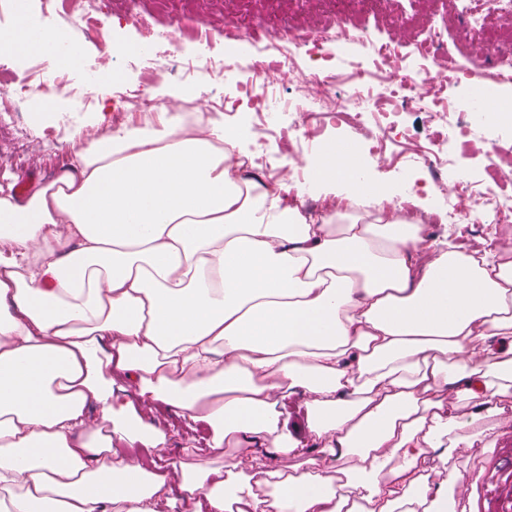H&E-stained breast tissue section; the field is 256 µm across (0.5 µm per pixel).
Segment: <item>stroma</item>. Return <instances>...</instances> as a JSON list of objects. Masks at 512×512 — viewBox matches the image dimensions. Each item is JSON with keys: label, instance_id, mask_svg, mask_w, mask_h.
I'll list each match as a JSON object with an SVG mask.
<instances>
[{"label": "stroma", "instance_id": "35a3bbf8", "mask_svg": "<svg viewBox=\"0 0 512 512\" xmlns=\"http://www.w3.org/2000/svg\"><path fill=\"white\" fill-rule=\"evenodd\" d=\"M83 0H0V31L16 28L19 14H26L37 28H51L66 34L77 44L80 53L78 66L67 65L53 53H32L24 56L21 67L0 78V85L12 87L25 80L32 87L22 101L11 97L0 99V109L18 112L23 126L36 134L45 135V151L27 160L16 158L12 134L0 131V187L18 191L20 185L47 182L54 172L66 164L70 155L79 149V142L70 138L73 129L90 122L100 105L120 107V92L125 89L155 90L173 88L201 102L206 108L218 109L224 99L239 96L238 84L251 79V66L265 57L264 46L257 42L255 31L261 27H307L312 22H331L343 19L353 39L331 49L329 70L337 76L338 89H346L347 80L356 71H371L372 93H380L382 80L373 73V60L367 48L356 42L361 31H369L381 39H389L403 23L428 21L446 30V49L462 64H469L475 43L499 39L493 20H486L472 36L464 34V17L459 0H322L319 17H311L306 0H107L103 11L83 18ZM141 12L148 28L131 24L130 11ZM234 17L252 27L250 33L237 41H225L221 31L198 32L199 19ZM176 30L178 47L154 40L155 32ZM119 45L117 54L118 80L97 81L100 62L110 45ZM221 58L241 64L235 79L224 80L210 67L211 60ZM54 85L51 99L38 92L39 84ZM258 118L253 109L240 105L225 114L226 126L235 128L251 153L262 156L260 171L273 173L292 166L295 154L275 137L258 144L254 125ZM399 123L406 129L405 137L389 144L392 154L389 167L377 168L368 154L359 158V180L381 190L385 200L397 197L408 199L420 210L436 209L430 176L417 161L420 148L429 146L435 125L425 115L404 112ZM360 136L345 123L327 124L318 128L313 140L304 142L307 165L305 188L301 195L304 206L322 200V187L315 171L320 163L317 150L321 145L356 146ZM512 148V123L488 120L469 125L465 138L444 146L451 159L452 174L478 184L493 195L512 194L511 184L496 183L490 174L496 151ZM129 400L142 412L146 421L165 432L168 459L191 463L206 460L210 467L221 468L231 461L235 448L226 446L219 451L200 453L193 439L196 425L178 412L162 404L142 401L136 393ZM487 404L477 402L465 406V413H483L477 424L482 434L473 444H461L451 459L473 485L480 501L488 505L487 512H512V431L503 432L496 417L487 413Z\"/></svg>", "mask_w": 512, "mask_h": 512}]
</instances>
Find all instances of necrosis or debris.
Returning <instances> with one entry per match:
<instances>
[{
    "label": "necrosis or debris",
    "instance_id": "necrosis-or-debris-1",
    "mask_svg": "<svg viewBox=\"0 0 512 512\" xmlns=\"http://www.w3.org/2000/svg\"><path fill=\"white\" fill-rule=\"evenodd\" d=\"M349 32L343 21L322 25L314 31H300L289 38H282L280 31L271 30L266 39L274 50L273 55L256 67V74L264 83L293 80L299 95L288 101V111L297 115L289 128L280 130L271 127L263 115L268 106L255 103L254 109L261 120L255 130L259 137L280 135L289 138L291 132L310 137V126L314 122L341 121L361 129H369L372 145L369 153L380 167L390 164L388 144L393 139L395 125L380 123V116L406 109L441 118L447 116L451 104L443 91L460 84L469 77L467 66L455 58H444V32L441 27L430 24L423 31H415L409 24L401 25L393 38L378 39L369 32L361 38L368 46L377 69L383 76L380 98H373L364 74H357L344 93H337L335 81L326 76L324 70L302 71L297 67L298 57L310 60L322 59L326 46L347 41ZM423 60H432L429 68L410 69L405 64L407 55ZM424 166L433 174L432 183L436 195L445 203L444 208L430 212L414 211L407 203L396 201L393 211L416 224H444L449 231H461L470 236L469 220L482 219L480 237L501 243L505 232L512 230V195L488 201L484 193L467 181L448 175V159L440 149L420 151Z\"/></svg>",
    "mask_w": 512,
    "mask_h": 512
}]
</instances>
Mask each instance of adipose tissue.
<instances>
[{
    "label": "adipose tissue",
    "mask_w": 512,
    "mask_h": 512,
    "mask_svg": "<svg viewBox=\"0 0 512 512\" xmlns=\"http://www.w3.org/2000/svg\"><path fill=\"white\" fill-rule=\"evenodd\" d=\"M64 41L23 19L0 57ZM153 108L154 128L121 124L25 202L0 190V504L156 512L174 484L193 512H479L448 461L459 402L512 411V254L432 245L382 213L315 215L254 173L223 119L201 137ZM116 368L233 460L175 478L121 453L164 457L165 438L116 395ZM297 392L331 458L288 472L262 451H296L278 407Z\"/></svg>",
    "instance_id": "1"
}]
</instances>
